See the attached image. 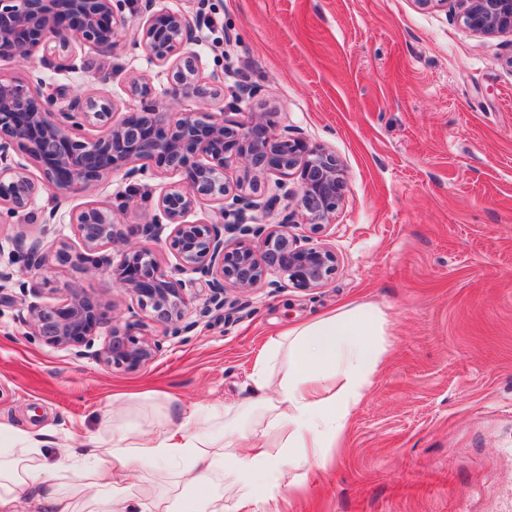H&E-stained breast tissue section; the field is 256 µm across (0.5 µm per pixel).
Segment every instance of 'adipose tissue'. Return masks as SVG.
Here are the masks:
<instances>
[{
  "mask_svg": "<svg viewBox=\"0 0 512 512\" xmlns=\"http://www.w3.org/2000/svg\"><path fill=\"white\" fill-rule=\"evenodd\" d=\"M385 323L363 305L291 327L258 358L250 397L207 404L164 432L134 429L113 411L107 434L55 454L50 433L0 425V512H265L281 481L270 449L304 457L340 444L387 352ZM283 352L287 365L274 372ZM137 469L160 470L166 493L138 497Z\"/></svg>",
  "mask_w": 512,
  "mask_h": 512,
  "instance_id": "ef3b65f1",
  "label": "adipose tissue"
}]
</instances>
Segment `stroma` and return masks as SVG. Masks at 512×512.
<instances>
[{"label":"stroma","instance_id":"35a3bbf8","mask_svg":"<svg viewBox=\"0 0 512 512\" xmlns=\"http://www.w3.org/2000/svg\"><path fill=\"white\" fill-rule=\"evenodd\" d=\"M216 24L200 47L219 76L207 104L226 121L275 110L290 135L320 143L343 169L346 196L322 232L339 270L324 288L280 276L250 293L227 291L223 310L191 313L144 369L103 368L60 349L27 324L31 293L0 308V424L58 437L105 429L113 399L130 398L131 425L250 395L256 358L288 327L345 303L386 314L388 352L353 410L340 447L309 467L272 449L295 484L281 512H512V36L467 29L455 0H194ZM76 76L136 112L127 78L155 74L120 39L85 51ZM114 80L99 85L98 71ZM157 179L115 175L94 201L128 224L153 213ZM45 301L77 288L139 316L109 272L53 266Z\"/></svg>","mask_w":512,"mask_h":512}]
</instances>
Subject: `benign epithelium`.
Wrapping results in <instances>:
<instances>
[{
  "mask_svg": "<svg viewBox=\"0 0 512 512\" xmlns=\"http://www.w3.org/2000/svg\"><path fill=\"white\" fill-rule=\"evenodd\" d=\"M126 0H0V60L36 59L44 70L79 73L78 51L110 53L117 38L130 35L147 59L167 70V85L155 96L144 76L130 77L143 100L139 112L116 116L113 101L82 85L61 96L42 76L26 83L0 77V223L33 210L42 192L57 198L44 220L43 236L18 234L0 242V306L11 303L8 288H30L51 262L78 272L106 269L116 286L166 335H179L193 311L189 284L208 289L202 312L224 306V291L251 292L271 274L305 291L325 287L339 269L330 244L301 243L290 225L247 224L260 179L276 176L280 187L300 178L298 205L314 234L329 225L345 196L341 165L330 150L278 129L276 112H250L244 122L198 112H175L185 98L213 97L215 80L202 77L200 22L163 0H139L144 22L129 28ZM467 28L512 35V0H458ZM100 129L88 135L85 128ZM34 164L41 177L31 174ZM243 165L230 183L227 172ZM161 167L168 182L159 187L157 213L127 228L111 206L91 202L64 214L63 202L91 194L122 171L128 179L151 178ZM220 207L205 219H190L198 203ZM69 221L82 249L74 250L56 226ZM54 238H48V235ZM112 248V256L101 254ZM176 263L166 267L162 251ZM32 334L57 348L91 353L107 370L136 372L153 362L164 338L147 333L146 323L122 322L114 305L69 290L56 304L28 306Z\"/></svg>",
  "mask_w": 512,
  "mask_h": 512,
  "instance_id": "benign-epithelium-1",
  "label": "benign epithelium"
}]
</instances>
